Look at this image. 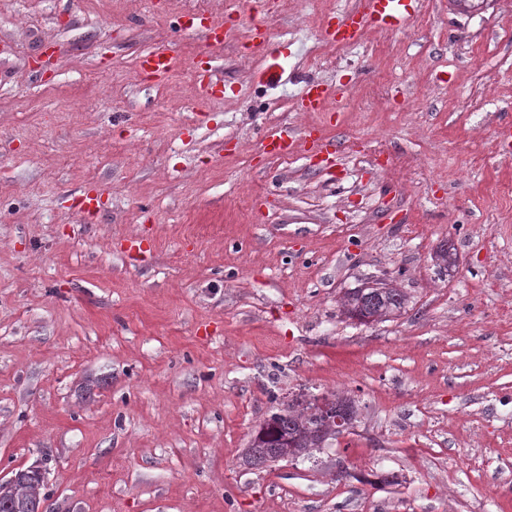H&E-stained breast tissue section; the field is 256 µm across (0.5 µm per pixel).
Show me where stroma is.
<instances>
[{"mask_svg":"<svg viewBox=\"0 0 512 512\" xmlns=\"http://www.w3.org/2000/svg\"><path fill=\"white\" fill-rule=\"evenodd\" d=\"M357 2L264 0L270 89L238 42L177 32L225 0H0V479L46 468L47 512H512L506 6L420 0L314 66ZM154 47L180 59L162 84L136 68ZM207 69L222 98L192 95ZM308 80L339 111L302 110ZM309 126L335 165L261 154ZM372 277L401 316L343 314ZM337 392L351 430L246 464L272 413Z\"/></svg>","mask_w":512,"mask_h":512,"instance_id":"stroma-1","label":"stroma"}]
</instances>
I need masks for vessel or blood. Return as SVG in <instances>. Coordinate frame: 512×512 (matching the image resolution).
<instances>
[{
	"instance_id": "obj_1",
	"label": "vessel or blood",
	"mask_w": 512,
	"mask_h": 512,
	"mask_svg": "<svg viewBox=\"0 0 512 512\" xmlns=\"http://www.w3.org/2000/svg\"><path fill=\"white\" fill-rule=\"evenodd\" d=\"M414 11V0H363L361 7L349 10L342 19L328 18L322 28L324 40L352 44L361 40L363 34L372 28L399 31L405 28ZM184 34L201 38L206 46L225 42L231 32L230 27L220 20H209L207 24L193 21L183 22ZM176 64L175 57L168 51L153 49L142 53L138 66L147 78L165 80ZM332 90L319 82L306 83L300 93L301 106L305 111H320L331 96ZM307 146L310 152L323 158H330L339 149L338 142L307 130L282 135L278 132L265 133L261 139L263 154L282 156L294 153L300 146Z\"/></svg>"
}]
</instances>
